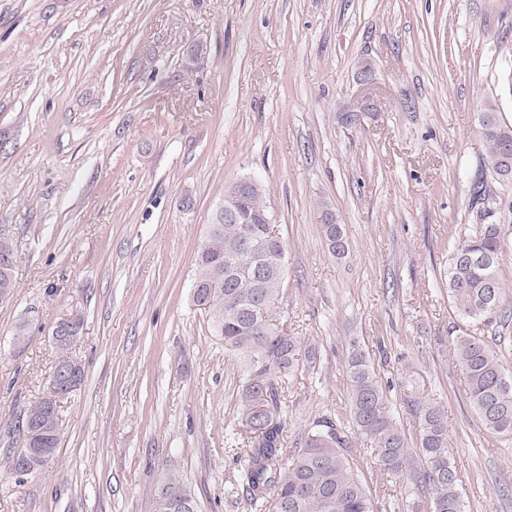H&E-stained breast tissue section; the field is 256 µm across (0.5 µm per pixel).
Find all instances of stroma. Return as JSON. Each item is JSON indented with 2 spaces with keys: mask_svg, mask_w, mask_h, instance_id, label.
<instances>
[{
  "mask_svg": "<svg viewBox=\"0 0 512 512\" xmlns=\"http://www.w3.org/2000/svg\"><path fill=\"white\" fill-rule=\"evenodd\" d=\"M488 99L512 123V0H0V512H153L168 466L199 512H253L229 449L241 370L192 297L206 226L246 177L287 244L276 319L318 353L280 390L285 448L330 421L374 512H432L421 458L388 479L353 428L355 341L408 443L412 403L444 408L464 512H512V440L483 428L452 354L459 334L496 337L512 375V179L469 207ZM480 223L506 241L488 325L445 283L453 232ZM77 316L84 383L56 455L17 480L14 425ZM326 223L328 224H321V227L329 252L334 257H345L348 247L342 224H333L334 221L328 222V219H326ZM3 253L12 256L10 265L0 266V300L9 299L13 295L16 287L13 274L14 245L12 240L7 237L0 236V257ZM6 269V271L4 270Z\"/></svg>",
  "mask_w": 512,
  "mask_h": 512,
  "instance_id": "1",
  "label": "stroma"
}]
</instances>
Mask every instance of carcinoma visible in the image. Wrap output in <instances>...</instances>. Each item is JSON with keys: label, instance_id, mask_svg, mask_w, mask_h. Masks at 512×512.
<instances>
[{"label": "carcinoma", "instance_id": "1", "mask_svg": "<svg viewBox=\"0 0 512 512\" xmlns=\"http://www.w3.org/2000/svg\"><path fill=\"white\" fill-rule=\"evenodd\" d=\"M478 134L485 142L482 171L495 179L512 178V158L502 145L512 140V125L495 104L485 102ZM329 252L346 256L340 224H324ZM267 225L226 224L215 212L196 257L193 301L208 316L214 335L224 340L243 370L240 393L246 407L248 447L235 452L241 463L237 486L259 512H373L372 501L344 454L345 439L332 423L319 421L307 432L303 447L286 455L283 448L279 388L302 354L317 360L316 348L302 351L299 337L288 333L273 315L285 271L264 262ZM504 235L499 224H476L452 245L446 287L458 314L486 324L495 317L505 284L499 273ZM16 287L13 265L0 266V300ZM452 349L466 379V399L491 434L512 437V377L504 374L500 356L481 336L460 335ZM350 416L354 428L374 443L385 475L397 477L410 468L412 452L386 406L384 390L360 344L350 342L346 367ZM49 394L23 410V450L11 459L16 468L32 448L53 457L60 444L59 413ZM418 453L424 462L422 483L431 494L433 512H463L459 474L448 457L445 411L429 404L417 410ZM154 512H198L197 502L180 472L164 470Z\"/></svg>", "mask_w": 512, "mask_h": 512}]
</instances>
